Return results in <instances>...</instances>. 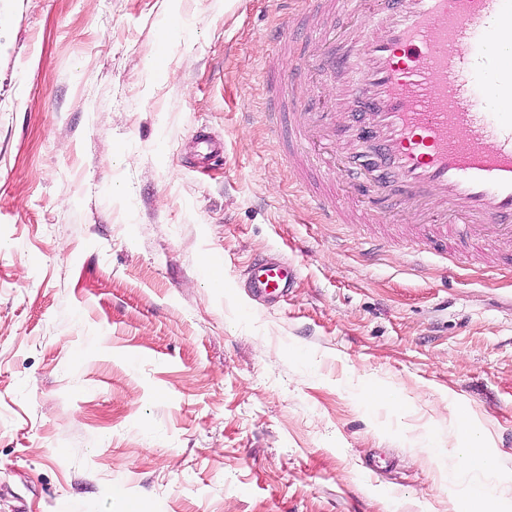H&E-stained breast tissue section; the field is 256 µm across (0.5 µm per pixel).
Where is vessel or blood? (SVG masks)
<instances>
[{
	"label": "vessel or blood",
	"instance_id": "vessel-or-blood-1",
	"mask_svg": "<svg viewBox=\"0 0 512 512\" xmlns=\"http://www.w3.org/2000/svg\"><path fill=\"white\" fill-rule=\"evenodd\" d=\"M291 2L310 19L309 39L289 51L277 27L266 118L274 131L287 122L288 167L326 223H394L393 198L407 225L433 227L415 251L456 237L512 241V0H374L379 21L339 37L332 16L354 15L362 0ZM305 69L330 110L296 94ZM340 112L365 121L337 125ZM294 278L268 258L242 274L256 296H285Z\"/></svg>",
	"mask_w": 512,
	"mask_h": 512
}]
</instances>
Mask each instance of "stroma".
<instances>
[{
	"mask_svg": "<svg viewBox=\"0 0 512 512\" xmlns=\"http://www.w3.org/2000/svg\"><path fill=\"white\" fill-rule=\"evenodd\" d=\"M287 11L0 0V512H453L455 405L512 477V253L323 222L261 115ZM294 278L291 267L268 258L255 259L242 274L245 288L255 296L284 297Z\"/></svg>",
	"mask_w": 512,
	"mask_h": 512,
	"instance_id": "stroma-1",
	"label": "stroma"
}]
</instances>
